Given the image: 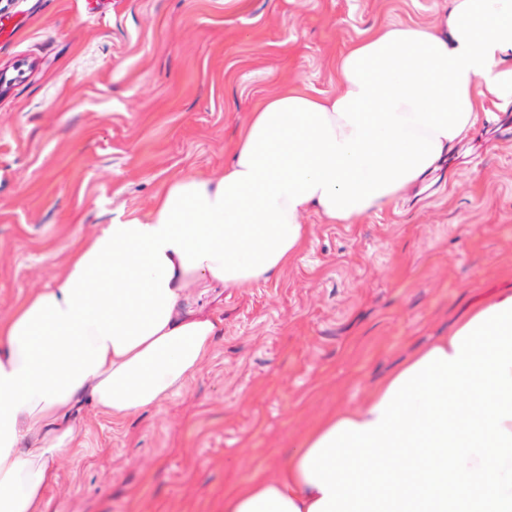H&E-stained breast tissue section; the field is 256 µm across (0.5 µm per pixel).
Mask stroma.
<instances>
[{
  "instance_id": "stroma-1",
  "label": "stroma",
  "mask_w": 512,
  "mask_h": 512,
  "mask_svg": "<svg viewBox=\"0 0 512 512\" xmlns=\"http://www.w3.org/2000/svg\"><path fill=\"white\" fill-rule=\"evenodd\" d=\"M443 0H0V319L71 245L146 214L176 174L222 170L252 107L342 88L336 61L384 24L433 28ZM490 105L404 199L352 224L308 213L306 251L267 281L189 289L218 322L178 396L122 421L77 414L46 512H224L274 479L324 417L366 402L417 350L512 289V137Z\"/></svg>"
}]
</instances>
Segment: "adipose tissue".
Listing matches in <instances>:
<instances>
[{"label": "adipose tissue", "mask_w": 512, "mask_h": 512, "mask_svg": "<svg viewBox=\"0 0 512 512\" xmlns=\"http://www.w3.org/2000/svg\"><path fill=\"white\" fill-rule=\"evenodd\" d=\"M336 75V96L289 87L259 102L223 171L168 179L147 220L79 239L0 321V512H46L81 404L120 420L202 369L217 324L183 312L187 289L270 279L305 250L307 213L351 224L391 205L486 104L512 102V0H448L438 30L385 25L341 54ZM395 380L321 421L275 479L233 486L224 512H308L323 497L304 474L309 451L341 422H375Z\"/></svg>", "instance_id": "obj_1"}]
</instances>
